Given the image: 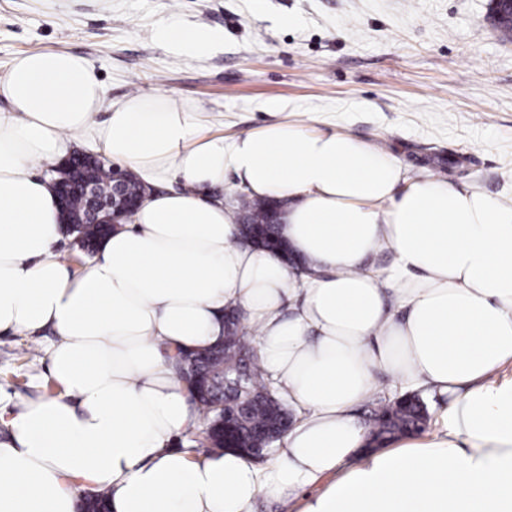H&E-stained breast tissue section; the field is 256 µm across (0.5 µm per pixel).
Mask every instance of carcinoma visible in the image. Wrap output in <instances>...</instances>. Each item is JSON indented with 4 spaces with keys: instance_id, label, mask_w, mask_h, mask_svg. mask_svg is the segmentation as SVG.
<instances>
[{
    "instance_id": "cac0c4a2",
    "label": "carcinoma",
    "mask_w": 512,
    "mask_h": 512,
    "mask_svg": "<svg viewBox=\"0 0 512 512\" xmlns=\"http://www.w3.org/2000/svg\"><path fill=\"white\" fill-rule=\"evenodd\" d=\"M77 177L86 180L100 196L112 194L110 164L88 161ZM240 208L236 219L242 232L258 239L272 249L287 251L279 234L266 223L270 201L239 194ZM89 199L73 194L64 218L86 214ZM112 232L108 224H81L75 234L83 248L92 250ZM224 340L203 351L179 352L174 355L180 378L188 390L196 392L197 409L204 424V440L216 448H234L248 455L259 448H270L288 427L290 412L257 364L248 332L239 314L230 310L224 314ZM224 397L231 431L224 435V418L212 400ZM428 409L419 396L404 393L379 399L375 414L373 441L382 444L400 436L420 432L426 422ZM81 512H106V493H93L80 506Z\"/></svg>"
}]
</instances>
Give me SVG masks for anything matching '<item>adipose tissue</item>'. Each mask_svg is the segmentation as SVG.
Masks as SVG:
<instances>
[{
    "mask_svg": "<svg viewBox=\"0 0 512 512\" xmlns=\"http://www.w3.org/2000/svg\"><path fill=\"white\" fill-rule=\"evenodd\" d=\"M187 58L220 36L162 25ZM0 95V331L52 330L58 395L21 403L0 440V512H512V202L412 172L342 132L283 121L224 136L171 93L110 100L90 62L16 56ZM181 188L154 192L79 276L54 249L53 167L74 140ZM283 202L297 270L244 240L239 193ZM387 253L388 268L371 259ZM236 308L294 413L265 464L176 448L200 427L175 350L224 335ZM391 384L446 396L435 431L366 445L357 407Z\"/></svg>",
    "mask_w": 512,
    "mask_h": 512,
    "instance_id": "obj_1",
    "label": "adipose tissue"
}]
</instances>
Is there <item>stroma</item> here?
Segmentation results:
<instances>
[{"mask_svg": "<svg viewBox=\"0 0 512 512\" xmlns=\"http://www.w3.org/2000/svg\"><path fill=\"white\" fill-rule=\"evenodd\" d=\"M171 21L223 43L174 57L156 41ZM46 49L86 57L115 101L174 92L227 135L279 119L343 131L512 199V43L489 0H0V77ZM53 339L0 334V412L58 394Z\"/></svg>", "mask_w": 512, "mask_h": 512, "instance_id": "35a3bbf8", "label": "stroma"}]
</instances>
